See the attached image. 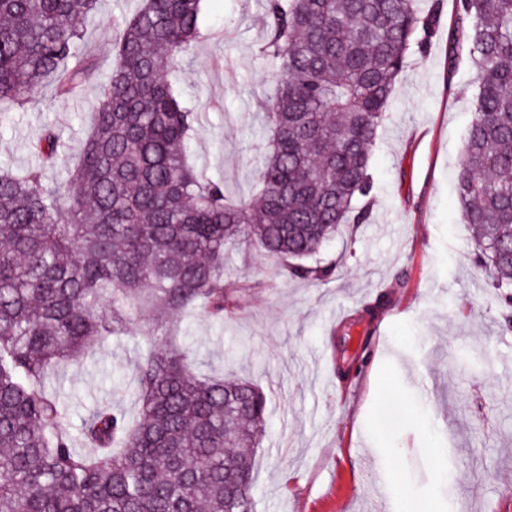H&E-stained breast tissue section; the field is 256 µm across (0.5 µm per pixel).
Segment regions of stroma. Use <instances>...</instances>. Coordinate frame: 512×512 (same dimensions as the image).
I'll use <instances>...</instances> for the list:
<instances>
[{
	"label": "stroma",
	"instance_id": "obj_1",
	"mask_svg": "<svg viewBox=\"0 0 512 512\" xmlns=\"http://www.w3.org/2000/svg\"><path fill=\"white\" fill-rule=\"evenodd\" d=\"M439 2V27L411 53L373 147V209L355 234L321 252L335 266L322 284L281 275L257 247L226 250L240 280L263 281L236 319L220 324L176 317L198 373L225 360L269 395L265 436L255 450L254 512H512V356L499 298L471 255V230L458 222L456 178L472 120L476 74L448 68L456 0ZM136 0H102L84 26L82 54L93 74L74 97L52 91L9 105L0 117V164L37 167L31 145L52 129L65 145L48 177L65 184L76 147L113 56V40ZM261 0H204L205 36L179 74L204 114L191 163L231 190L254 192L250 151L257 115L278 83L258 54ZM375 315L364 309L377 298ZM150 313L133 333L92 350L78 368L48 381L72 427L96 404L137 412L125 384L147 345ZM368 347L362 370L340 376V352ZM379 483H372V475Z\"/></svg>",
	"mask_w": 512,
	"mask_h": 512
}]
</instances>
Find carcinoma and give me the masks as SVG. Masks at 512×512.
<instances>
[{"label": "carcinoma", "mask_w": 512, "mask_h": 512, "mask_svg": "<svg viewBox=\"0 0 512 512\" xmlns=\"http://www.w3.org/2000/svg\"><path fill=\"white\" fill-rule=\"evenodd\" d=\"M203 0H138L115 38L67 189L41 170L0 172V512H252L254 448L268 397L235 375L198 377L177 347L150 346L138 416L89 411L78 434L46 381L93 345L158 320L236 317L251 284L224 271L256 245L293 277L342 227L370 219L371 149L414 46L436 28L417 0H265L267 105L258 192L232 193L188 153L202 112L172 80L201 36ZM100 0H0V105L91 75L81 22ZM448 71L477 93L457 178L459 220L491 287L512 303V0H457ZM64 148L46 131L44 163Z\"/></svg>", "instance_id": "cac0c4a2"}]
</instances>
